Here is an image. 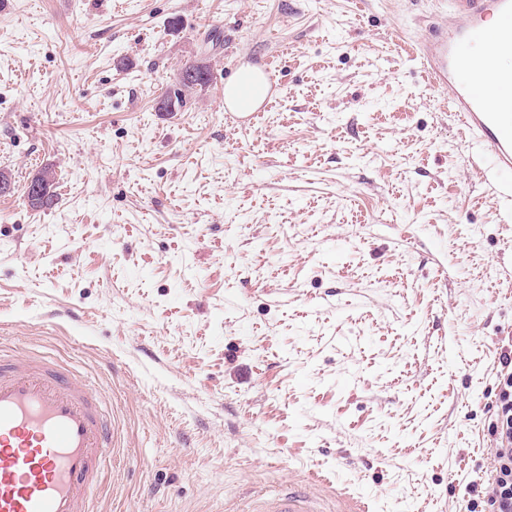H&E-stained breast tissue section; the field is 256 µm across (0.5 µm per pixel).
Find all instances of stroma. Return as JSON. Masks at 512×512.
I'll return each instance as SVG.
<instances>
[{
	"mask_svg": "<svg viewBox=\"0 0 512 512\" xmlns=\"http://www.w3.org/2000/svg\"><path fill=\"white\" fill-rule=\"evenodd\" d=\"M443 0H0V343L104 393L99 512H489L512 215L411 44ZM212 81L158 101L190 64ZM274 68L250 127L224 79ZM44 168L57 201L28 205ZM201 67H204V65H193V66H189V67L185 68V70L183 71L182 76H181V81H180V88H177L173 91V95L175 96L176 103H177L176 109L177 108L182 109L183 107L186 106V104H187L186 92H189L191 90H197L196 87L188 86L185 83L184 78H183L184 75L187 77L191 76L192 71H199L201 69ZM192 75H195V74L192 72ZM175 99L170 98L169 96L163 97L158 103V109L161 112H170V111L176 112ZM259 512H318L317 501L307 494L284 492L261 502Z\"/></svg>",
	"mask_w": 512,
	"mask_h": 512,
	"instance_id": "stroma-1",
	"label": "stroma"
}]
</instances>
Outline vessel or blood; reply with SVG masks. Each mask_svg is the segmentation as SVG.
I'll use <instances>...</instances> for the list:
<instances>
[{"instance_id":"1","label":"vessel or blood","mask_w":512,"mask_h":512,"mask_svg":"<svg viewBox=\"0 0 512 512\" xmlns=\"http://www.w3.org/2000/svg\"><path fill=\"white\" fill-rule=\"evenodd\" d=\"M512 41V0H448V24L413 46L426 80L443 90L475 146L474 162L495 201L512 205V70L485 75ZM277 89L272 72L224 88L225 117L242 125ZM103 397L70 366L0 354V512H96L114 428ZM260 512H318L306 494L284 492Z\"/></svg>"}]
</instances>
